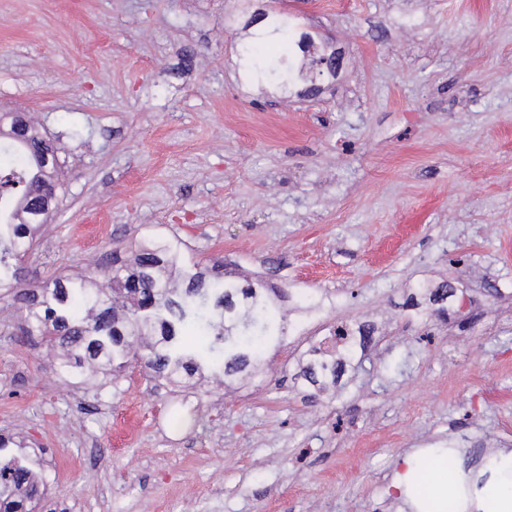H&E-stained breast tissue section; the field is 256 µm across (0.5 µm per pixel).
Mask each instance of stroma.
<instances>
[{
  "instance_id": "obj_1",
  "label": "stroma",
  "mask_w": 512,
  "mask_h": 512,
  "mask_svg": "<svg viewBox=\"0 0 512 512\" xmlns=\"http://www.w3.org/2000/svg\"><path fill=\"white\" fill-rule=\"evenodd\" d=\"M271 6L0 0V110L42 124L67 184L28 270L157 236L322 300L258 376L172 389L59 374L0 306V429L39 512H401L405 451L512 448V0H282L341 61L311 98L239 57ZM340 319L374 335L314 386Z\"/></svg>"
}]
</instances>
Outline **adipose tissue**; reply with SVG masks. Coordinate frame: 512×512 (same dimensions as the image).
Listing matches in <instances>:
<instances>
[{
    "label": "adipose tissue",
    "mask_w": 512,
    "mask_h": 512,
    "mask_svg": "<svg viewBox=\"0 0 512 512\" xmlns=\"http://www.w3.org/2000/svg\"><path fill=\"white\" fill-rule=\"evenodd\" d=\"M391 486L402 512H512V448L475 468L458 448H414L399 459Z\"/></svg>",
    "instance_id": "adipose-tissue-1"
}]
</instances>
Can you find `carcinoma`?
<instances>
[{"label":"carcinoma","mask_w":512,"mask_h":512,"mask_svg":"<svg viewBox=\"0 0 512 512\" xmlns=\"http://www.w3.org/2000/svg\"><path fill=\"white\" fill-rule=\"evenodd\" d=\"M295 27L275 13L269 33L291 39ZM240 56L253 79L283 89L317 75L294 62L280 72L253 43L242 44ZM16 118L14 112L0 114V139L12 145L20 168L9 175L22 184L17 196L0 192V297L25 311L17 335L37 336L63 351L57 371L83 377L90 367H108L116 379L138 365L156 378L170 379L181 369L199 371L221 355L226 375L260 364L263 348L282 342L287 331L275 313L276 291L260 284L242 290L221 272L203 271L179 243L167 239L131 242L129 264L121 259V249H113L100 267L107 289L96 287L93 277L65 276L30 287L22 262L35 235L52 221L65 183L46 131L26 118L21 136L14 137ZM189 324L207 338L216 357L208 360L183 345L181 332ZM7 446L0 437V512H33L41 481L26 457L6 452Z\"/></svg>","instance_id":"carcinoma-1"}]
</instances>
